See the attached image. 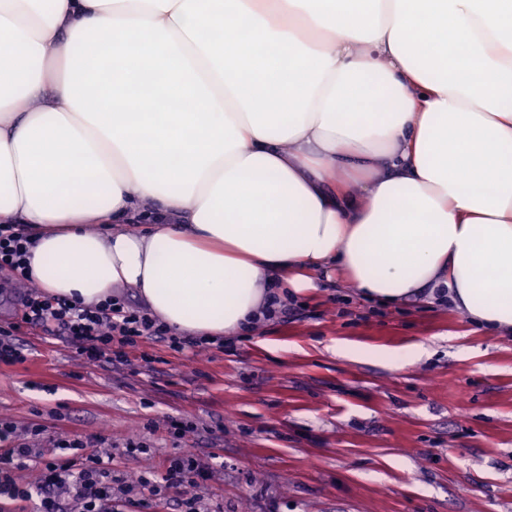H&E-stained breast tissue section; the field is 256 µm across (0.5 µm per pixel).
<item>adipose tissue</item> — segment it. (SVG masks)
<instances>
[{
    "instance_id": "ef3b65f1",
    "label": "adipose tissue",
    "mask_w": 512,
    "mask_h": 512,
    "mask_svg": "<svg viewBox=\"0 0 512 512\" xmlns=\"http://www.w3.org/2000/svg\"><path fill=\"white\" fill-rule=\"evenodd\" d=\"M17 222L46 292L178 336L336 274L512 332V0H0Z\"/></svg>"
}]
</instances>
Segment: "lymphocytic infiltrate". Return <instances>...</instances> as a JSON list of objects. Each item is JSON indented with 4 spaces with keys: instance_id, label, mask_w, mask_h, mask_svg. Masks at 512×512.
<instances>
[{
    "instance_id": "obj_1",
    "label": "lymphocytic infiltrate",
    "mask_w": 512,
    "mask_h": 512,
    "mask_svg": "<svg viewBox=\"0 0 512 512\" xmlns=\"http://www.w3.org/2000/svg\"><path fill=\"white\" fill-rule=\"evenodd\" d=\"M30 234L17 224H0V271L19 283L29 284L15 316L0 325V362L17 364L25 357L16 344L18 335L41 332L60 336L86 365H125L131 354L148 341L167 343L175 352L203 350L205 339L186 340L172 335L167 326L147 310L131 306L122 295L86 305L47 294L31 283ZM34 423L18 429L0 419V512H26L37 502V512H217L198 490L211 479L205 463L183 453L163 459L158 470L135 479L117 475L111 450L96 438L45 437ZM35 463V481L23 482L19 469ZM181 489L171 497V489Z\"/></svg>"
}]
</instances>
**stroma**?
Instances as JSON below:
<instances>
[{
    "mask_svg": "<svg viewBox=\"0 0 512 512\" xmlns=\"http://www.w3.org/2000/svg\"><path fill=\"white\" fill-rule=\"evenodd\" d=\"M287 322L199 355L150 341L86 366L65 340L20 337L0 364V418L116 446L129 476L194 453L224 512H512V336L447 303L384 305L318 279ZM423 354L396 369L342 347ZM193 429L168 437L169 419ZM147 453L126 455L128 439Z\"/></svg>",
    "mask_w": 512,
    "mask_h": 512,
    "instance_id": "stroma-1",
    "label": "stroma"
}]
</instances>
